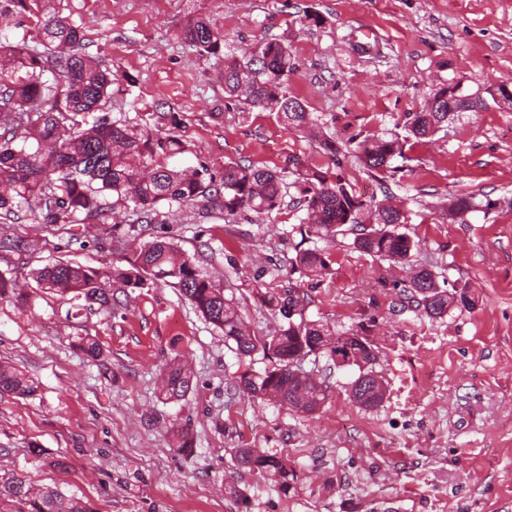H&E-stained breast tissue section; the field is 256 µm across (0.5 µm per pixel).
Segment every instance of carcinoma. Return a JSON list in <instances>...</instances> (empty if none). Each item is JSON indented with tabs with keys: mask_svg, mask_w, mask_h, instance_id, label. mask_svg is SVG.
<instances>
[{
	"mask_svg": "<svg viewBox=\"0 0 512 512\" xmlns=\"http://www.w3.org/2000/svg\"><path fill=\"white\" fill-rule=\"evenodd\" d=\"M0 24L24 27L19 39L0 36V224H16L32 215L42 224H95L106 220L107 198L117 197L139 224H154L159 207L202 205L215 213L241 210L269 212L280 207L287 194L280 172L251 163L229 162L215 176L208 169L170 168L164 159L182 152L171 135L109 116L112 69L86 51L82 27L60 14L55 0H0ZM180 36L202 55H217L224 35L204 18L189 13ZM288 44L266 40L249 57L224 60V93L244 97L251 104L278 114L294 129L312 127L305 105L288 95L293 72ZM449 94L436 109L415 113L410 136L434 134L468 95L453 83L436 91ZM406 140L374 135L340 148L323 141V149L339 167L352 155L371 174L393 173L392 162L404 157ZM302 185L300 208L316 221L292 227L300 236L292 267L308 278L329 269L330 255L313 244L353 235L354 249L371 256L406 263L415 244L403 231L406 216L399 210L357 196L330 168L312 167L295 156L290 160ZM479 205L474 198H450L445 211L461 218ZM37 284L66 300L82 299L100 308L112 306V284L129 288L146 282L179 289L209 324L224 335V346L241 360L259 357L267 364L259 371L242 372L234 394L261 400L290 411L311 415L329 400V386L304 375L306 360L324 359L338 369L354 372L351 400L365 408L379 405L386 391L370 379L378 350L366 330L339 348L335 330L319 321L295 320L307 303V294L288 287L276 299L281 325L272 335L256 336L247 329L240 302L232 288H218L196 260L181 253L167 238L156 235L145 242L129 268L100 273L77 263L58 261L36 271ZM405 292L430 319L448 314L455 291L442 288L431 269L412 270ZM192 389L190 375L179 365L169 368L161 393L178 401ZM36 391L32 380L9 366H0V393L27 397ZM237 463L270 481L288 495L294 473L277 452L240 448ZM0 512H92L83 499L57 489L35 492L17 476L0 479Z\"/></svg>",
	"mask_w": 512,
	"mask_h": 512,
	"instance_id": "obj_1",
	"label": "carcinoma"
}]
</instances>
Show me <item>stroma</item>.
I'll use <instances>...</instances> for the list:
<instances>
[{"mask_svg": "<svg viewBox=\"0 0 512 512\" xmlns=\"http://www.w3.org/2000/svg\"><path fill=\"white\" fill-rule=\"evenodd\" d=\"M59 8L112 68V117L183 141L169 166L218 175L246 160L279 171L290 188L283 206L261 214L166 208L150 233L124 231L132 216L120 207L103 224L7 225L24 246L0 251V277L23 299L0 300V363L36 391L0 393V478L59 488L94 512H375L382 500L403 501L405 512H512V108L499 97L512 91V0H60ZM190 12L223 31L225 56L287 42L288 92L311 113L312 131L226 98L223 58L199 55L179 35ZM308 13L320 24L305 22ZM361 28L376 34L371 50L355 44ZM451 78L481 90L482 106L449 116L430 138L408 139L414 113ZM391 134L408 140L393 179L351 157L341 175L358 196L407 214L411 264L339 237L321 243L326 275L290 274V229L303 213L289 158L324 167L322 139L348 146ZM464 194L492 206L449 220L442 203ZM156 233L196 257L216 286L233 284L252 333L280 326L258 294L290 285L308 295L306 319L366 329L387 384L383 402L352 403L351 373L323 361L312 370L330 396L314 415L244 400L231 391L242 362L176 289L117 284L106 312L60 300L34 279L57 260L103 273L127 266ZM416 265L466 287L471 305L437 320L405 308L402 282ZM88 340L104 364L84 354ZM173 363L190 371L193 388L167 402L160 390ZM175 424L189 428L192 452L173 448ZM35 448L63 454L67 471L34 461ZM240 448L281 454L296 474L289 494L238 470ZM231 480L244 499L225 492Z\"/></svg>", "mask_w": 512, "mask_h": 512, "instance_id": "1", "label": "stroma"}]
</instances>
